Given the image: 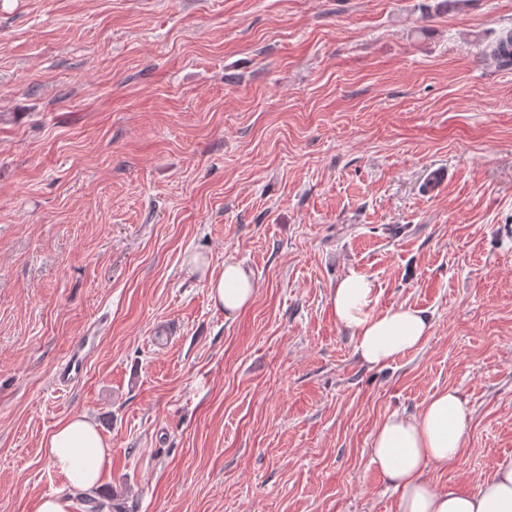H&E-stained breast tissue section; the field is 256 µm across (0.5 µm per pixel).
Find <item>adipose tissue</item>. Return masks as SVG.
Masks as SVG:
<instances>
[{
	"mask_svg": "<svg viewBox=\"0 0 512 512\" xmlns=\"http://www.w3.org/2000/svg\"><path fill=\"white\" fill-rule=\"evenodd\" d=\"M213 305L233 317L253 300L255 281L241 263L229 259L207 279ZM378 291L368 277L350 272L330 295L337 324L350 330L354 353L370 366L384 365L421 346L431 324L410 305L378 308ZM470 410L452 389L433 394L418 416L399 415L376 430L372 461L398 495V512H512V465L499 467L477 491L437 488L430 471L462 452ZM53 468L69 488L100 492L112 465V450L96 424L77 414L60 422L43 442Z\"/></svg>",
	"mask_w": 512,
	"mask_h": 512,
	"instance_id": "obj_1",
	"label": "adipose tissue"
}]
</instances>
